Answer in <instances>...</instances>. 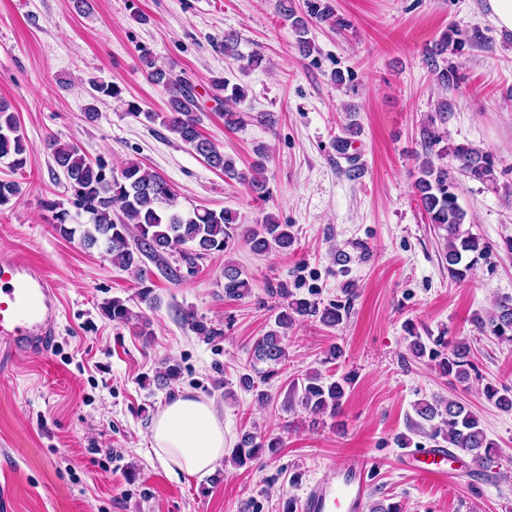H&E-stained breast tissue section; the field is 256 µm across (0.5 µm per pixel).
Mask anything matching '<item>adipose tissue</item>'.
I'll return each mask as SVG.
<instances>
[{
	"label": "adipose tissue",
	"instance_id": "adipose-tissue-1",
	"mask_svg": "<svg viewBox=\"0 0 512 512\" xmlns=\"http://www.w3.org/2000/svg\"><path fill=\"white\" fill-rule=\"evenodd\" d=\"M151 439L158 460L175 473L204 476L224 457V422L214 403L188 392L154 418Z\"/></svg>",
	"mask_w": 512,
	"mask_h": 512
}]
</instances>
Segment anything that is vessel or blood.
<instances>
[{
  "label": "vessel or blood",
  "mask_w": 512,
  "mask_h": 512,
  "mask_svg": "<svg viewBox=\"0 0 512 512\" xmlns=\"http://www.w3.org/2000/svg\"><path fill=\"white\" fill-rule=\"evenodd\" d=\"M58 290L42 269L19 256H0V364L17 353L51 343L58 314ZM448 448H414L398 458L399 468L445 486L468 471L452 465ZM371 495V467L352 464L330 469L305 490L298 512H366Z\"/></svg>",
  "instance_id": "vessel-or-blood-1"
}]
</instances>
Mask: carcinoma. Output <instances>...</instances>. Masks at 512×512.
I'll return each mask as SVG.
<instances>
[{
    "label": "carcinoma",
    "instance_id": "1",
    "mask_svg": "<svg viewBox=\"0 0 512 512\" xmlns=\"http://www.w3.org/2000/svg\"><path fill=\"white\" fill-rule=\"evenodd\" d=\"M283 15L292 20L302 48H308L309 41L304 38L308 31L307 18L295 16L293 10L286 7L283 8ZM307 15L308 18L325 21L334 15V10L328 0H307ZM139 62L148 79L166 90L167 111L146 112L139 104L129 101L126 112L136 118L142 116L150 122L160 121L163 127L202 156L211 168L223 172L231 180L246 183L257 197H266L269 191L262 176L264 148L256 149L258 160L252 165L251 173L238 170L232 158L201 135L199 105L191 85L184 79L173 77L170 69L156 64L152 52L146 47L140 49ZM431 67L437 81L445 87L458 79L452 66L441 68L433 59ZM89 85L93 90L91 98L95 101L122 99V88L117 84L92 80ZM211 90L215 99L222 98L226 104H237L246 98L243 87L237 84L231 86L222 77L211 80ZM439 144L438 136L426 132L423 140L425 158L419 166L416 195L429 223L446 232L444 258L448 277L454 282H463L485 255L488 245L479 236L463 229L465 213L458 204V182L448 174L447 168L435 165L432 156L453 154L464 175L482 183L494 181V160L490 153L469 146H444L439 149ZM47 149L55 166L66 177L68 193L66 202L52 199L42 201L43 208L51 213L54 230L63 238L71 240L77 236L83 244L101 248L111 257L112 264L135 273L140 284L139 301L149 308L156 304V297L153 289L147 285V273L142 268L144 256L177 253L182 260L192 264L197 259L232 249L241 237L250 251L258 256L286 250L294 242L291 225L281 224L271 215L265 216L260 224L245 227L237 222L236 212L230 209L218 211L203 206L189 209L179 207L170 184L135 161L128 162L117 172L103 161H91L76 144L49 138ZM2 160L8 161V167L14 172L24 170L28 160L26 139L5 101H0ZM20 193L19 182L0 179V208L10 204ZM67 203L75 211L66 208ZM82 216L87 217V222L77 223ZM274 290L284 300L282 310L275 319V327L256 339L252 346L253 363L268 366L266 371H256L263 383L276 374L275 366L286 361L287 330L295 317L316 318L328 327H334L343 320L339 305L321 308L315 301L296 299L284 282L277 283ZM249 292L250 282L242 277V271L233 263L225 264L224 294L243 297ZM104 311L116 324H126L131 318L130 308L119 298L106 303ZM183 320L199 336L223 335L221 329L197 319L192 312L184 314ZM485 326L498 339L512 342V303L507 300L499 303ZM406 330L411 338L409 349L415 357H428L441 375L455 382L464 383L469 379L472 363L467 345L458 343L450 347L447 341L438 338L434 340V346L429 348L415 324L408 323ZM349 383L351 378L346 375L325 383L319 374H308L301 384L300 403L314 415L329 410L334 416L341 407L345 386ZM484 396L497 407L512 410V394L508 389L487 385ZM415 412L423 421L430 423L432 437L459 450L469 457L472 465L489 468L495 463L497 443L488 437L479 417L462 403L449 399L435 403L419 402ZM278 445L276 440L264 444L257 441L256 435L245 433L233 449L232 458L242 464L258 459L263 448L272 451Z\"/></svg>",
    "mask_w": 512,
    "mask_h": 512
}]
</instances>
